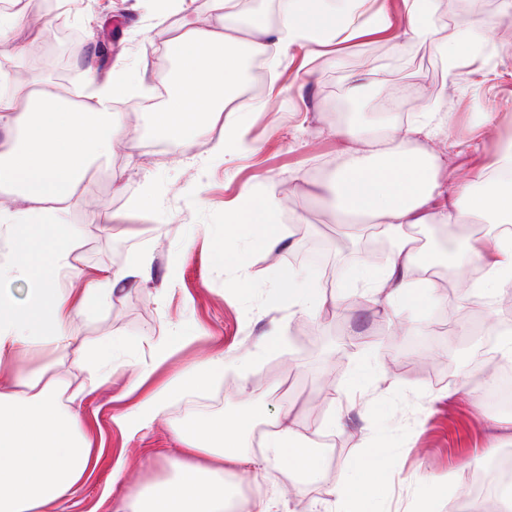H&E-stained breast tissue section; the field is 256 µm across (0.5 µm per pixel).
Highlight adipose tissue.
Segmentation results:
<instances>
[{
	"instance_id": "1",
	"label": "adipose tissue",
	"mask_w": 512,
	"mask_h": 512,
	"mask_svg": "<svg viewBox=\"0 0 512 512\" xmlns=\"http://www.w3.org/2000/svg\"><path fill=\"white\" fill-rule=\"evenodd\" d=\"M391 25L385 7H371L370 0H280L277 23L255 21L242 40L232 39L224 27L186 19L183 31L166 40L177 65L172 89L161 108L146 109L141 120L160 138L186 146L214 135L212 154L217 158L238 152L249 112L231 113L218 132L210 117L223 111L225 99L237 90L246 60L263 59L275 68L288 47L344 44ZM150 78L144 62L113 70L87 102L75 106L39 80L17 82L0 67V191L22 202L16 209H0V230L8 234L13 252L12 262L0 266V363L32 351L44 360L41 370L0 386V512H56L99 463L94 429L79 409L61 404L66 380L54 367L75 341L71 323L104 307L118 285L146 281L150 262L142 256L120 271L106 272L76 302H69L58 287L71 268L64 215L91 161L111 153L126 137L113 104L144 91ZM418 132L415 126L356 124L340 132L343 149L332 182L336 210L366 218L390 237L393 247L380 270L365 280L370 293L387 300L417 285L410 227L512 223V143L475 163L469 181L446 183L439 178L437 158L413 149ZM276 195L273 186L246 193L225 218L231 226H255L251 245L268 253L286 245L285 236L273 227ZM34 226L47 230L48 260L37 271L28 261L25 236ZM454 258L484 267L481 280L469 288V299L492 292L512 295V234L497 237L489 251L473 249ZM7 280L25 284L24 299L4 288ZM223 372V358L197 362L137 401L118 418V426L141 429L164 412L169 400L207 386ZM182 439L186 448L183 457L170 462L172 477L125 496L115 512H271L269 501L238 499L234 484L224 477L225 465L253 468L263 480L289 472L315 482L327 451L302 437L285 417L257 456L242 448L232 427L208 420L195 421Z\"/></svg>"
}]
</instances>
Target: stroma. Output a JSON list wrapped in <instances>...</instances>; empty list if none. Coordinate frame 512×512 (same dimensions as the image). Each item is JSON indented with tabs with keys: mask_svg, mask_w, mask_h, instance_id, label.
Listing matches in <instances>:
<instances>
[{
	"mask_svg": "<svg viewBox=\"0 0 512 512\" xmlns=\"http://www.w3.org/2000/svg\"><path fill=\"white\" fill-rule=\"evenodd\" d=\"M385 2L394 23L382 36L318 51L298 47L277 71H263V103L245 134L250 147L219 162L211 158L210 138L185 147L157 138L141 122L143 107L161 101L160 89L171 78L158 30L179 34L184 14H170L161 25L152 0H81L76 8L71 0H37V15L63 19L82 38L62 56L31 53L12 63L17 80L37 76L57 90L66 72L85 92L91 80H105L117 67L145 60L152 69L149 93L114 107L137 149L120 145L94 160L65 215L76 275L61 281L62 291L78 296L141 253L151 277L143 286L117 289L105 307L72 326L77 341L57 370L68 381L67 397L100 425L103 455L57 512H112L114 499L163 477L169 458L183 452L182 432L196 419L189 403L216 398L221 407L208 413L214 423L251 416L252 427L240 432L244 445H251L254 425L276 423L285 412L303 435L328 438L336 465L324 467L313 484H294L284 472L261 481L249 468H228L226 477L242 496L268 499L273 512H283L291 499L307 512H332L342 488L353 495L354 512H458L474 473L495 457L512 456V412L493 411L457 385L464 366L481 362L485 330L501 323L499 301L484 298L477 315L466 316L463 335L437 329L445 301L423 288L395 301V314H388L363 290V276L375 266L364 248L363 223H339L330 203L311 194L314 184L334 176L340 128L364 119L389 126L422 119L438 93L448 110L436 132L418 135L417 144L443 159L442 181L467 177L473 161L466 146L477 143L490 154L512 141V24L505 0L489 9L481 0H435L431 31L420 38L404 33L403 0ZM188 13L244 38L252 19L275 21L276 2L238 0L235 13L223 15L210 10L209 0H192ZM477 18L484 25L476 31ZM469 34L478 47L456 65L437 53L438 44ZM353 74L364 76L365 87L355 111L343 112ZM147 183L156 189L155 210H130L129 198ZM271 183L287 187L294 204L279 208L286 248L268 254L248 250L247 226L226 227L224 212L246 190ZM292 211L303 223L289 224ZM309 237L328 246L327 261L339 274L333 291L349 301L344 314L328 307L313 318L280 297L298 282L323 288L320 274L296 260ZM229 243L247 249V269L219 262ZM396 319L407 329L389 346L381 338ZM278 327L283 335H275ZM182 328L191 336L157 361L155 345ZM304 337L312 344L307 353L300 347ZM103 352L118 364L104 381L94 369L95 355ZM407 354L438 358L444 379L390 372L388 358ZM219 355L224 373L208 387L174 398L137 433L116 425V417L172 376ZM370 456L380 466L372 498L353 480ZM429 484L434 494L426 493Z\"/></svg>",
	"mask_w": 512,
	"mask_h": 512,
	"instance_id": "obj_1",
	"label": "stroma"
}]
</instances>
